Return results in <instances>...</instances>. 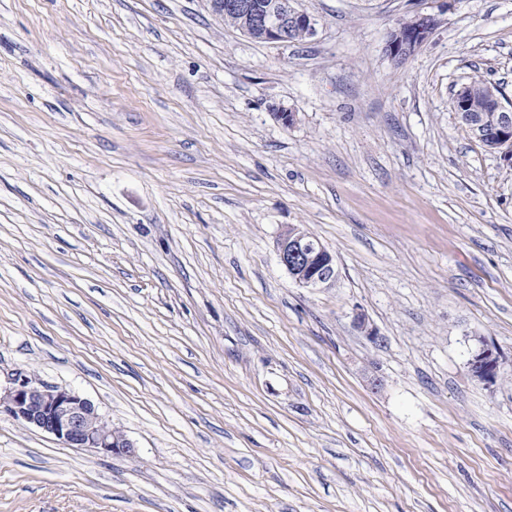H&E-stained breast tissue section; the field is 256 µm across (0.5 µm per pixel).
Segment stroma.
<instances>
[{
	"label": "stroma",
	"mask_w": 512,
	"mask_h": 512,
	"mask_svg": "<svg viewBox=\"0 0 512 512\" xmlns=\"http://www.w3.org/2000/svg\"><path fill=\"white\" fill-rule=\"evenodd\" d=\"M299 6L317 36L267 43L208 0H0V389L136 447L0 412V512H512V166L452 108L512 101V0ZM290 225L333 285L278 264ZM438 26L432 14L415 12L397 23L389 32L385 50L395 62L401 63L414 55L433 35ZM306 232L294 225L281 231L275 243L277 259L297 286L327 287L338 275L335 255ZM471 349L467 368L470 376L484 386L495 385L503 371V363L498 350L485 339L478 337ZM2 409L72 448H92L106 456L135 454L133 442L112 428L90 400L71 390L21 376L3 396L0 393Z\"/></svg>",
	"instance_id": "35a3bbf8"
}]
</instances>
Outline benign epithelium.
Masks as SVG:
<instances>
[{"label":"benign epithelium","mask_w":512,"mask_h":512,"mask_svg":"<svg viewBox=\"0 0 512 512\" xmlns=\"http://www.w3.org/2000/svg\"><path fill=\"white\" fill-rule=\"evenodd\" d=\"M209 2L218 15H235L240 20L239 31L252 40L288 43L294 35L308 40L317 33L316 18L299 9L298 0H272L267 5L257 0ZM437 26L434 15L422 12L398 22L387 37L388 56L397 63L405 61L430 39ZM475 94L473 88L461 86L453 97L454 111H472ZM482 94L489 101L488 111L499 113L498 123L489 136L500 145L512 146V104L503 102L501 91L494 84L486 86ZM275 251L279 263L301 288H324L336 281L335 255L320 240L294 225L277 236ZM467 368L475 381L489 387L498 382L503 363L498 350L479 337L471 349ZM0 410L54 435L72 448H92L106 456L135 454L133 442L112 428L90 400L71 390L21 376L0 395Z\"/></svg>","instance_id":"1"}]
</instances>
